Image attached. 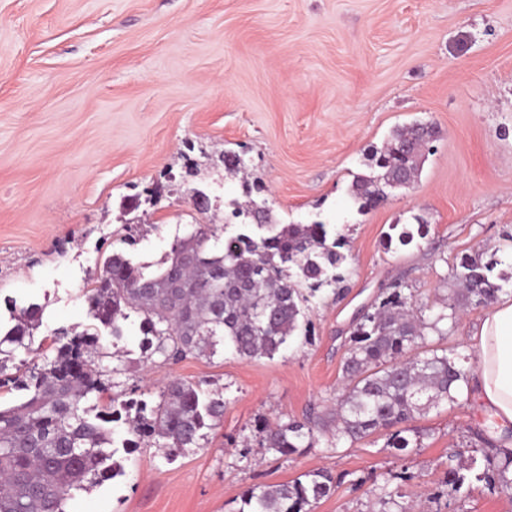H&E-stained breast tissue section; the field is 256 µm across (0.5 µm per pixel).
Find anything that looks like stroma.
<instances>
[{"mask_svg":"<svg viewBox=\"0 0 512 512\" xmlns=\"http://www.w3.org/2000/svg\"><path fill=\"white\" fill-rule=\"evenodd\" d=\"M415 121L436 131L418 182L358 212L354 177ZM227 152L245 178L225 173ZM247 185L281 223L341 230L343 296L310 298L306 327L271 359L145 365L138 322L120 342L103 336L125 367L119 399L153 401L185 379L222 392L224 417L172 461L143 441L122 455L124 476L66 512H238L249 487L322 468L337 487L314 512H373L385 487L421 512H512V490L446 482L449 456H473L469 401L418 418L407 455L382 433L289 456L260 446L265 424L335 398L346 339L394 284L432 305L463 255L512 244V0H0V296L44 308L16 359L40 362L53 330L90 325L84 289L102 256L156 264L197 225L224 226ZM414 214L427 238L385 250L389 225Z\"/></svg>","mask_w":512,"mask_h":512,"instance_id":"stroma-1","label":"stroma"}]
</instances>
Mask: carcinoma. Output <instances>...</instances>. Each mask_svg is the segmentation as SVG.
Instances as JSON below:
<instances>
[{"label": "carcinoma", "instance_id": "1", "mask_svg": "<svg viewBox=\"0 0 512 512\" xmlns=\"http://www.w3.org/2000/svg\"><path fill=\"white\" fill-rule=\"evenodd\" d=\"M415 125L395 129L371 156L370 173L355 176L350 194L364 211L384 201L386 188H409L418 177L420 151L404 154L403 145L417 142ZM234 200L231 216L242 229L221 237L209 225L174 241L159 271L114 251L102 260V271L85 289L89 316L95 324L80 332H53L54 355L42 363L22 360L6 372L2 356L30 350L43 325L44 308L20 306L6 299L9 322L0 323V389L23 393L18 405L0 408V512H66L74 493L123 474L119 451L130 453L150 438L173 456L201 447L203 430L224 416V397L200 384L169 381L158 401L101 402L122 373L104 363L115 354L103 351V333L117 338L122 323L135 315L143 333L144 362L154 357L177 363L189 355L211 358L218 346L241 359L272 358L302 328V286L316 292L344 281L345 236L319 221L281 224L266 203ZM393 224L384 246L396 250L428 233V224ZM467 255L452 265L451 289L438 312L427 317L414 308L403 289L395 287L372 313H365L351 336L342 365L344 388L334 408L305 420L280 419L268 428L261 446L283 456L320 444L336 447L382 431L390 446L402 451L420 447L411 423L440 404L461 403L463 386L473 373L470 357L439 349L429 334L445 337L456 327L459 309L481 306L512 286V262ZM490 286L486 294L476 285ZM486 467L476 479L497 480L512 490V449L484 454ZM335 480L317 470L282 484L254 485L243 496L240 512H313L328 497Z\"/></svg>", "mask_w": 512, "mask_h": 512}]
</instances>
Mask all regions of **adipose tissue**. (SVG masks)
<instances>
[{
	"mask_svg": "<svg viewBox=\"0 0 512 512\" xmlns=\"http://www.w3.org/2000/svg\"><path fill=\"white\" fill-rule=\"evenodd\" d=\"M470 347L476 409L488 434L512 431V295H501L474 326Z\"/></svg>",
	"mask_w": 512,
	"mask_h": 512,
	"instance_id": "ef3b65f1",
	"label": "adipose tissue"
}]
</instances>
